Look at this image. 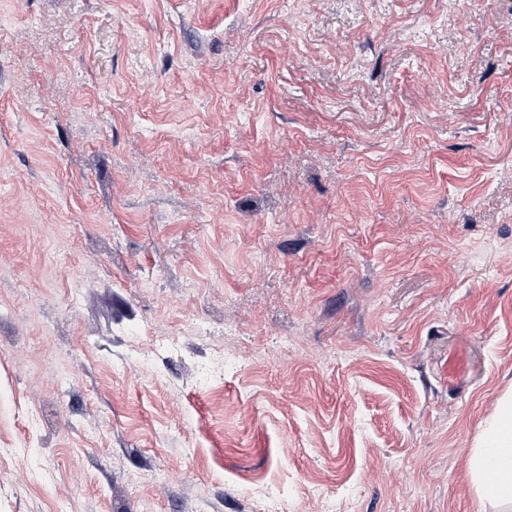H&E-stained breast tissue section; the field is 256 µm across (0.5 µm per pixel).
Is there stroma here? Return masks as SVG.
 <instances>
[{
    "instance_id": "obj_1",
    "label": "stroma",
    "mask_w": 512,
    "mask_h": 512,
    "mask_svg": "<svg viewBox=\"0 0 512 512\" xmlns=\"http://www.w3.org/2000/svg\"><path fill=\"white\" fill-rule=\"evenodd\" d=\"M511 387L512 0H0V512H474Z\"/></svg>"
}]
</instances>
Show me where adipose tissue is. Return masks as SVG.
I'll return each mask as SVG.
<instances>
[{"label":"adipose tissue","mask_w":512,"mask_h":512,"mask_svg":"<svg viewBox=\"0 0 512 512\" xmlns=\"http://www.w3.org/2000/svg\"><path fill=\"white\" fill-rule=\"evenodd\" d=\"M476 507L512 504V393L504 394L486 419L468 460Z\"/></svg>","instance_id":"ef3b65f1"}]
</instances>
